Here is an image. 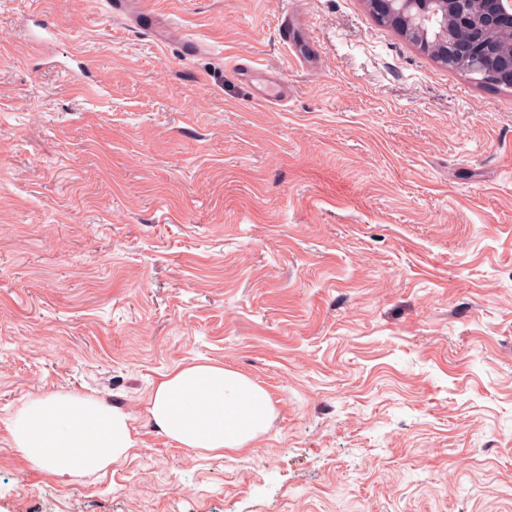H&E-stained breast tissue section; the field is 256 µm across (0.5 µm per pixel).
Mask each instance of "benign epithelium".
Instances as JSON below:
<instances>
[{"label": "benign epithelium", "instance_id": "1", "mask_svg": "<svg viewBox=\"0 0 512 512\" xmlns=\"http://www.w3.org/2000/svg\"><path fill=\"white\" fill-rule=\"evenodd\" d=\"M372 13L440 65L476 84L512 88V0H365Z\"/></svg>", "mask_w": 512, "mask_h": 512}]
</instances>
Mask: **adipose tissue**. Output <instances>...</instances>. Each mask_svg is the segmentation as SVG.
<instances>
[{"label":"adipose tissue","instance_id":"ef3b65f1","mask_svg":"<svg viewBox=\"0 0 512 512\" xmlns=\"http://www.w3.org/2000/svg\"><path fill=\"white\" fill-rule=\"evenodd\" d=\"M147 410L180 447L217 456L252 446L275 413L268 393L247 375L210 363L164 375ZM7 428L29 464L57 477L76 470L97 473L135 446L129 414L69 393L33 398L13 414Z\"/></svg>","mask_w":512,"mask_h":512}]
</instances>
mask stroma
Returning a JSON list of instances; mask_svg holds the SVG:
<instances>
[{
    "label": "stroma",
    "mask_w": 512,
    "mask_h": 512,
    "mask_svg": "<svg viewBox=\"0 0 512 512\" xmlns=\"http://www.w3.org/2000/svg\"><path fill=\"white\" fill-rule=\"evenodd\" d=\"M143 4L201 53L109 0H0V512H512V89L364 0ZM201 362L270 395L251 448L147 414ZM57 393L128 413L127 458L25 461L4 421Z\"/></svg>",
    "instance_id": "stroma-1"
}]
</instances>
